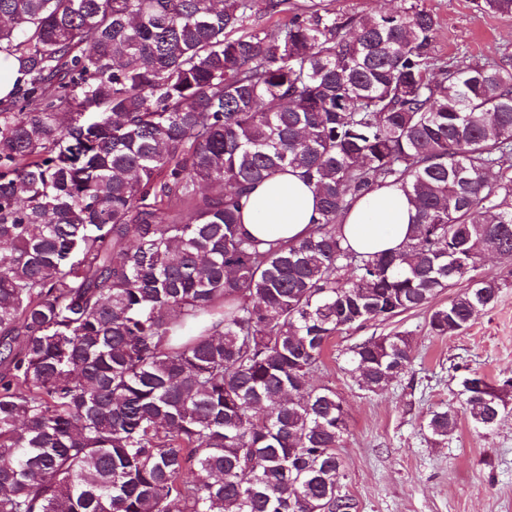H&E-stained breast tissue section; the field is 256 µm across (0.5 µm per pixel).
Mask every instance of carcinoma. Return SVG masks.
Instances as JSON below:
<instances>
[{
	"label": "carcinoma",
	"mask_w": 512,
	"mask_h": 512,
	"mask_svg": "<svg viewBox=\"0 0 512 512\" xmlns=\"http://www.w3.org/2000/svg\"><path fill=\"white\" fill-rule=\"evenodd\" d=\"M437 27L415 4L0 0L22 74L0 110V512H356L345 407L310 379L330 340L417 309L463 331L502 283L433 301L512 259V65L437 55ZM288 168L316 194L309 236L243 232L242 195ZM382 185L415 224L362 255L339 218ZM413 359L397 333L350 362L381 388ZM460 396L490 432L512 375ZM330 7L341 14L366 15L399 8L403 0H331Z\"/></svg>",
	"instance_id": "1"
}]
</instances>
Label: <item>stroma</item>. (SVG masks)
Returning <instances> with one entry per match:
<instances>
[{
	"mask_svg": "<svg viewBox=\"0 0 512 512\" xmlns=\"http://www.w3.org/2000/svg\"><path fill=\"white\" fill-rule=\"evenodd\" d=\"M419 4L439 19L437 54L471 63L512 59V17L478 11L474 0ZM426 317L412 310L336 336L312 373L313 383L336 389L349 414L340 491L358 512H512V404L490 433L463 414L447 441H433L425 428L430 409L458 405L463 377L512 372V285L462 333L429 335ZM395 332L413 340L412 368L385 389L368 390L349 371L350 349Z\"/></svg>",
	"mask_w": 512,
	"mask_h": 512,
	"instance_id": "obj_1",
	"label": "stroma"
}]
</instances>
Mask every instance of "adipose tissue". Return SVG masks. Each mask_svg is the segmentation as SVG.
Masks as SVG:
<instances>
[{"mask_svg":"<svg viewBox=\"0 0 512 512\" xmlns=\"http://www.w3.org/2000/svg\"><path fill=\"white\" fill-rule=\"evenodd\" d=\"M312 188L293 170L265 179L251 191L241 211L243 228L264 240L296 242L307 236L316 210ZM415 209L397 187L382 186L352 201L341 217V232L356 252L401 249Z\"/></svg>","mask_w":512,"mask_h":512,"instance_id":"1","label":"adipose tissue"}]
</instances>
